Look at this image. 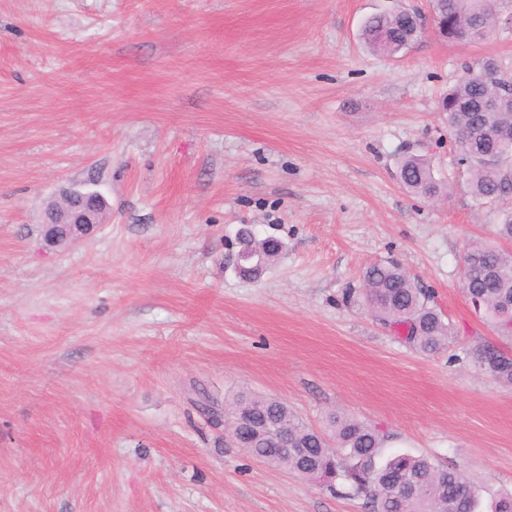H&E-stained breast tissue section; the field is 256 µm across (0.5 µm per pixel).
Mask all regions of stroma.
<instances>
[{
    "instance_id": "35a3bbf8",
    "label": "stroma",
    "mask_w": 512,
    "mask_h": 512,
    "mask_svg": "<svg viewBox=\"0 0 512 512\" xmlns=\"http://www.w3.org/2000/svg\"><path fill=\"white\" fill-rule=\"evenodd\" d=\"M430 0H0V512H365L251 458L197 408L239 390L325 429L347 414L383 453L512 492V354L461 288L466 240L502 216L471 195L440 97L465 62L512 71V29H432L393 57L365 21ZM431 158L440 199L408 192ZM101 192L102 224L46 247L58 191ZM250 227L286 248L234 271ZM394 261L449 320L423 355L363 304ZM400 179L403 186L416 195L433 198L441 193L442 184L436 180L431 162L426 157H404L400 164ZM474 361L480 370L512 383V357L489 346H482L475 350Z\"/></svg>"
}]
</instances>
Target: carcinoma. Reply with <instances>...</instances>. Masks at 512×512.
<instances>
[{
    "label": "carcinoma",
    "mask_w": 512,
    "mask_h": 512,
    "mask_svg": "<svg viewBox=\"0 0 512 512\" xmlns=\"http://www.w3.org/2000/svg\"><path fill=\"white\" fill-rule=\"evenodd\" d=\"M503 0H431L435 30L456 44L485 41L502 25ZM421 32L420 16L414 12L384 14L370 18L362 38L370 50L395 56ZM462 75L448 88L439 111L448 113V128L458 165L468 175L473 197L489 206L512 202V99L497 112L486 111L485 100L512 87V73L498 68L491 59L466 62ZM400 179L410 192L426 198L441 193L428 158L408 155L400 164ZM512 211L497 225L496 240L470 239L465 250L472 267L463 272L467 297L480 300L477 308L486 322L499 327L504 321L503 301L512 302ZM282 250L281 242L252 234L242 237L237 270L251 278L261 274ZM364 304L372 317L386 327L404 331V340L417 352L433 354L448 347L450 323L434 308L430 296L414 278L395 263L374 265L364 276ZM480 370L512 383V357L489 346L475 350ZM227 420L247 407L255 421L288 428L299 455L276 454L270 438L257 435L248 423L239 424L245 451L260 455L278 468L300 478L366 499L370 512H512V494L485 503L476 488L457 469L442 466L425 456L407 453L384 456L385 435L349 416H329L331 434L307 427L275 398L238 392L224 397Z\"/></svg>",
    "instance_id": "1"
}]
</instances>
